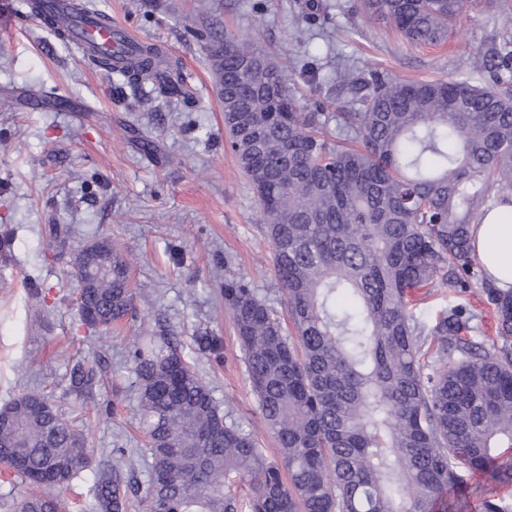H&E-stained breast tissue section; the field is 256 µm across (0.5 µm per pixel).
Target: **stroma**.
<instances>
[{
  "label": "stroma",
  "instance_id": "1",
  "mask_svg": "<svg viewBox=\"0 0 512 512\" xmlns=\"http://www.w3.org/2000/svg\"><path fill=\"white\" fill-rule=\"evenodd\" d=\"M177 61L193 89L187 106L162 103L151 86L131 90L88 64L73 44L18 16L0 0V406L39 390L63 417L84 411L80 430L96 464L113 450L142 452L138 383L129 337L162 320L179 336L230 420L270 457L278 445L250 389L224 280L251 281L281 306L261 209L224 145V112L205 42L210 26L287 56L307 109L341 111L351 99L336 73L375 66L393 79L465 75L485 84L472 57L512 35V0H474L444 45L414 48L360 0H89ZM132 260L135 315L118 331L79 324L77 250L99 238ZM221 337V358L196 336ZM97 364L94 396L70 387L74 364Z\"/></svg>",
  "mask_w": 512,
  "mask_h": 512
}]
</instances>
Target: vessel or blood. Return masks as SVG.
<instances>
[{
	"label": "vessel or blood",
	"mask_w": 512,
	"mask_h": 512,
	"mask_svg": "<svg viewBox=\"0 0 512 512\" xmlns=\"http://www.w3.org/2000/svg\"><path fill=\"white\" fill-rule=\"evenodd\" d=\"M45 15L67 13L72 17V27L68 33L71 43L80 48L96 44L100 51L112 54L127 52L137 46V39L131 37L117 25L98 26L94 22V13L79 8L75 0H43Z\"/></svg>",
	"instance_id": "obj_1"
}]
</instances>
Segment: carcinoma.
<instances>
[{"label": "carcinoma", "instance_id": "obj_1", "mask_svg": "<svg viewBox=\"0 0 512 512\" xmlns=\"http://www.w3.org/2000/svg\"><path fill=\"white\" fill-rule=\"evenodd\" d=\"M471 0H364L409 45L445 43ZM222 76L224 131L261 208L288 312L243 278L224 280L257 410L274 435L270 458L226 421L177 337L144 330L126 353L139 384L146 453L117 451L112 479L89 492L101 512H463L467 476L487 475L482 512H512V288L477 269L470 226L512 195V38L474 54L493 74L395 81L346 72L362 96L329 117L300 111L287 67L250 41L205 36ZM163 102L193 93L156 47L123 66L89 55ZM82 248V324L107 330L134 311L130 263L109 239ZM481 288L497 335L475 336L482 313L448 304L426 327L418 302L440 288ZM0 464L35 491L19 512H61L40 492L92 465V452L48 396L26 391L0 408ZM147 480L121 488L123 472Z\"/></svg>", "mask_w": 512, "mask_h": 512}]
</instances>
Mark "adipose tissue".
I'll use <instances>...</instances> for the list:
<instances>
[{
    "instance_id": "1",
    "label": "adipose tissue",
    "mask_w": 512,
    "mask_h": 512,
    "mask_svg": "<svg viewBox=\"0 0 512 512\" xmlns=\"http://www.w3.org/2000/svg\"><path fill=\"white\" fill-rule=\"evenodd\" d=\"M472 247L484 275L497 287L512 288V198L493 199L473 227Z\"/></svg>"
}]
</instances>
